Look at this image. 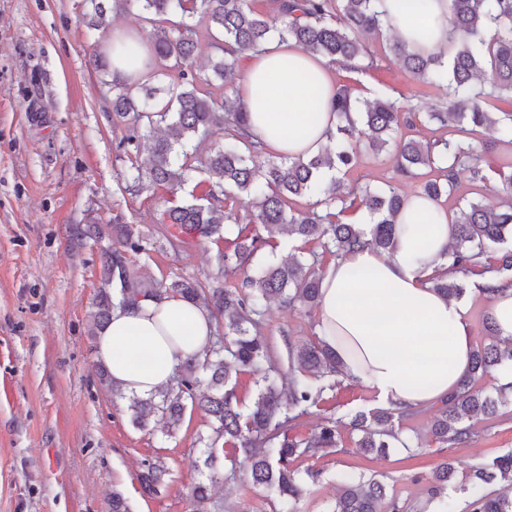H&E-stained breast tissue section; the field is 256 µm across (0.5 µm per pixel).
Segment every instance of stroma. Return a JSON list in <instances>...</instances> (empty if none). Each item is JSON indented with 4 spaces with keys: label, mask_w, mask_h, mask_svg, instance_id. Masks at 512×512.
<instances>
[{
    "label": "stroma",
    "mask_w": 512,
    "mask_h": 512,
    "mask_svg": "<svg viewBox=\"0 0 512 512\" xmlns=\"http://www.w3.org/2000/svg\"><path fill=\"white\" fill-rule=\"evenodd\" d=\"M83 0H0V512H107L121 492L130 512H195L192 483L203 469L197 448L208 423L186 416L177 434L140 431L127 400L112 395L96 375L95 341L88 316L100 287L99 248L79 239L81 224L113 217L157 235L164 191L125 192L129 163L112 129V93L96 69L97 51L112 41L111 28L88 31ZM372 69L339 71L338 83L359 96L409 98L426 112L448 95L424 86L393 60L385 41L372 43ZM349 181L373 187L397 182L402 193L418 181L397 180L387 154L362 149ZM146 277H193L214 283L221 273L216 245L187 240L179 250L158 249L135 258ZM316 311L268 305L261 330L275 355L286 343L315 340ZM377 393L350 379L333 398L299 421L306 437L323 418L380 407ZM433 407L401 418V443L384 458L354 453L358 432L342 429L343 451L320 458L321 476L300 512H326L338 493L340 471L383 476L391 494L419 505L442 456L455 466L447 490L452 512H468L463 492L479 464L512 452V418L475 420L465 445L440 451L429 427ZM162 458L168 484L142 495L137 474L144 460ZM214 502L224 512H271L269 498L243 482H220Z\"/></svg>",
    "instance_id": "stroma-1"
}]
</instances>
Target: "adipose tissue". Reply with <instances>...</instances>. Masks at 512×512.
I'll list each match as a JSON object with an SVG mask.
<instances>
[{
    "label": "adipose tissue",
    "instance_id": "obj_1",
    "mask_svg": "<svg viewBox=\"0 0 512 512\" xmlns=\"http://www.w3.org/2000/svg\"><path fill=\"white\" fill-rule=\"evenodd\" d=\"M385 22L410 47L449 49L448 0H382ZM114 79H145L147 47L131 26L112 34ZM336 69L290 41L250 55L237 83L247 133L277 156L321 151L336 125ZM391 250L359 247L329 263L320 287L317 332L345 375L404 410L446 399L466 373L473 338L466 309L435 292L429 278L451 239L448 210L411 194ZM214 333L210 311L177 295L144 298L112 312L96 337V357L125 394L148 396L169 383L186 355Z\"/></svg>",
    "mask_w": 512,
    "mask_h": 512
}]
</instances>
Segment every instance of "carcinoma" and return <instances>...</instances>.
<instances>
[{
  "mask_svg": "<svg viewBox=\"0 0 512 512\" xmlns=\"http://www.w3.org/2000/svg\"><path fill=\"white\" fill-rule=\"evenodd\" d=\"M85 14L93 30L112 24V13L125 12L138 24L152 28L149 44L155 62L170 61L172 83H112V126L123 132L118 148L130 163L125 191L137 195L145 189H162L172 196L183 191L193 173L207 178L201 195L164 212V238L172 248L191 234L201 242L224 243V276L251 270L236 285L205 288L194 278L181 277L165 285L138 276L131 256L156 249L157 241L136 224L117 216L110 224L76 228L77 237L102 248L101 288L90 315L91 333L110 320L112 310L141 298L173 293L185 301L202 304L212 312L216 335L204 356L189 354L171 382L146 398H130L132 425L142 431L161 420L167 435L176 433L187 409H199L210 418V433L199 438L208 475L191 488L193 500L202 505L212 496L214 478L241 476L275 502V512H299L309 484L321 472L313 461L338 447L337 421L329 418L309 437L291 434L295 421L318 407L326 394L336 390L341 367L334 352L321 340L288 345V384L277 383L280 367L271 356L268 339L261 332L260 316L268 302L311 309L319 303L323 256L337 258L358 245L388 250L394 240L396 217L405 196L396 186L362 187L344 175L357 159L360 138L375 153L390 154L394 172L407 179L422 171L437 176L421 184V193L434 200L451 195L458 174L467 169L475 182L490 176L477 165L472 147L448 138L423 142L398 131L416 123H436L448 133L477 129L512 137V0H448L449 56L423 55L411 50L384 26L380 0H272L258 12L248 0H89ZM206 23L213 47L220 52L211 62L213 76H188L186 67L197 51L198 26ZM277 36L315 52L330 64L357 62L369 56V42L388 41L391 55L427 85H445L448 104L422 115L397 99H362L354 89L340 84L336 91V130L329 147L308 158L267 160L256 163L263 146L249 140L245 109L237 89L228 97L216 96L212 78L229 80L239 58L259 52ZM510 105L490 111L489 102ZM216 137L222 145L204 160L193 159L191 143ZM504 200L497 207L469 201L455 212L452 237L445 252L448 264L435 270L432 288L448 298L465 293L458 275L474 271L476 259L499 254L491 268L500 281H512V162L494 171ZM246 195L254 207L251 223L268 233H284L301 241L300 255L277 263L252 266L267 240L239 225L237 203ZM308 198L309 207L294 209L291 200ZM315 242L321 252L304 251ZM490 342L474 349L471 365L458 390L442 402L431 423L436 443L453 448L475 436L467 421L482 416L494 419L500 408L512 405V384L497 395L483 393L479 382L506 362L512 363V342L496 337L493 322L483 324ZM255 376L253 401L242 406L236 395L238 375ZM395 413L376 408L355 413L349 426L361 433L356 451L365 456H385L398 438ZM305 462V469L298 464ZM169 468L161 458L143 463L137 480L145 495L165 485ZM453 475L444 459L432 471L428 495L442 499ZM469 512H512V452L494 457L473 473ZM339 494L327 512H407V505L388 494L386 484L374 475L339 472ZM504 484L496 495L480 485Z\"/></svg>",
  "mask_w": 512,
  "mask_h": 512,
  "instance_id": "cac0c4a2",
  "label": "carcinoma"
}]
</instances>
